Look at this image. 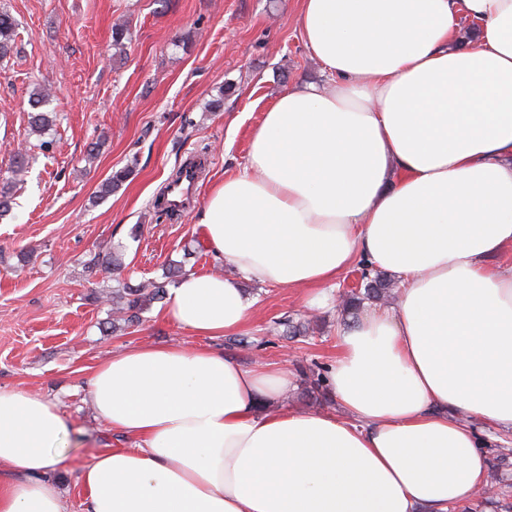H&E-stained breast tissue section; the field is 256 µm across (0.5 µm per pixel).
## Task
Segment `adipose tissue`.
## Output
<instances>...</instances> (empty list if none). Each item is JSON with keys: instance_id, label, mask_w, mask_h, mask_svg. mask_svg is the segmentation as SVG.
Instances as JSON below:
<instances>
[{"instance_id": "adipose-tissue-1", "label": "adipose tissue", "mask_w": 512, "mask_h": 512, "mask_svg": "<svg viewBox=\"0 0 512 512\" xmlns=\"http://www.w3.org/2000/svg\"><path fill=\"white\" fill-rule=\"evenodd\" d=\"M299 35L322 81L277 97L199 213L234 273H189L163 314L233 334L243 282L314 306L356 265L397 299L339 325L338 414L266 412L292 371L205 347L99 364L91 407L137 445L83 470L89 512H448L484 484L475 422L512 429V0H301ZM67 431L0 388V512H64Z\"/></svg>"}]
</instances>
